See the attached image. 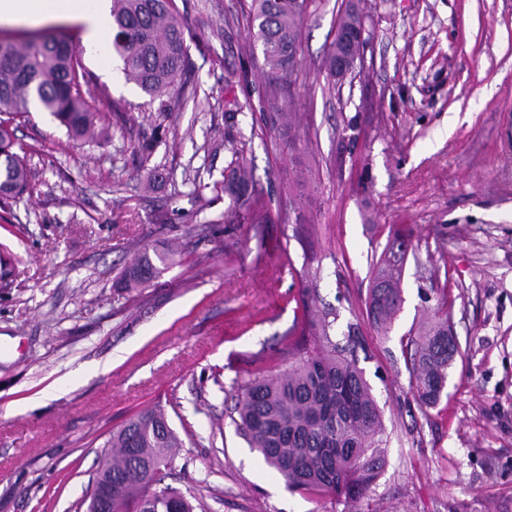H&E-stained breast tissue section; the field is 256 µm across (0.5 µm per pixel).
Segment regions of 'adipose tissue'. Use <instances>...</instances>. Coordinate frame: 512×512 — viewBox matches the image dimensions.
<instances>
[{
  "mask_svg": "<svg viewBox=\"0 0 512 512\" xmlns=\"http://www.w3.org/2000/svg\"><path fill=\"white\" fill-rule=\"evenodd\" d=\"M111 0H0V27L71 22L81 29L82 45L102 70H110Z\"/></svg>",
  "mask_w": 512,
  "mask_h": 512,
  "instance_id": "adipose-tissue-1",
  "label": "adipose tissue"
}]
</instances>
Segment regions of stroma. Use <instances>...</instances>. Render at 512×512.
<instances>
[{"label":"stroma","mask_w":512,"mask_h":512,"mask_svg":"<svg viewBox=\"0 0 512 512\" xmlns=\"http://www.w3.org/2000/svg\"><path fill=\"white\" fill-rule=\"evenodd\" d=\"M248 3L174 0L194 100L161 108L122 61L106 75L87 55L103 104L122 106L107 139L77 143L47 112L14 126L30 190L0 209V512H86L109 433L158 405L183 442L172 484L209 512H512V0H360L365 62L340 86L321 64L345 0H314L287 130L258 103ZM237 154L265 223L222 221ZM396 224L411 237L383 337L366 301ZM169 245L160 277L118 288L138 251ZM435 266L458 352L425 407L401 340L437 305ZM310 276L337 332L358 325L384 411L386 466L353 501L288 489L232 420L254 355L287 370Z\"/></svg>","instance_id":"stroma-1"}]
</instances>
